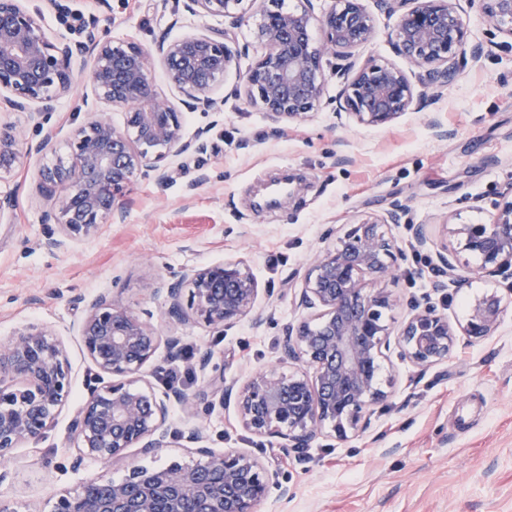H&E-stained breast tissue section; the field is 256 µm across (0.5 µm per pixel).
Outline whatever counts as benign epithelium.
<instances>
[{
  "label": "benign epithelium",
  "instance_id": "benign-epithelium-1",
  "mask_svg": "<svg viewBox=\"0 0 512 512\" xmlns=\"http://www.w3.org/2000/svg\"><path fill=\"white\" fill-rule=\"evenodd\" d=\"M25 0H0V96L6 109L26 114L40 127L57 100L72 84L84 80L98 102L125 111L117 127L103 117H89L72 129L69 152L39 171L37 193L47 202L43 222L58 226L44 246L60 250L96 235L121 211L120 198L138 178L162 180L161 162L190 149L200 139H185L172 102L153 81L156 63L164 66L170 85L185 103L212 106L210 96L237 64L232 50L234 29L248 10L260 16L253 37L260 58L244 75L247 101L273 122L303 120L322 104L326 77L324 56L346 60L370 39L374 19L364 0H331L320 17L304 7L283 11L264 7V0H183L188 13L224 19L178 39L162 36L148 50L91 28L77 48L51 40L41 16ZM397 15L393 43L417 68L421 90L390 64L369 62L346 81L343 108L367 125H384L418 108L425 89L453 82L466 60L468 29L458 0H376ZM496 31L512 48V0H483ZM319 27L322 42L314 43ZM21 159L19 133L0 119V183L15 172ZM301 181L283 177L264 186L266 204L300 192ZM400 206L385 218L366 216L336 241L316 252L304 275L297 305L314 309L311 319L282 329L283 360L299 369L272 367L253 374L240 388L210 379L193 394L169 388L160 394L142 376L143 366L159 348L172 358L182 354V338L161 336L151 322L152 310L136 313L101 293L87 306L79 332L83 349L99 376L112 381L88 388L69 424L79 450L78 469L86 459L107 466L125 458L128 448L150 454L173 442L196 456L193 463H171L148 472L135 462L114 479L104 472L80 490L58 491L50 512H256L276 486L274 475L257 456L242 451L218 453L204 445L203 429L166 427L173 404L196 399L212 404L234 400L242 426L273 439L281 450L308 448L325 427L343 439L370 426V405L386 398L379 370L393 351L427 370L446 361L457 332L433 307L417 305L393 333L383 322L395 305L389 291L365 288L366 279L382 281L392 273L395 240L387 225L398 224ZM456 242L435 253L444 291L455 282V258L473 255L472 273L512 278V200L490 224H454ZM155 294L164 298L166 314L183 322L193 319L224 329L255 309L258 281L243 258L200 268L171 270L159 279ZM505 311L503 298L486 294L472 305L461 332L470 341L491 336ZM72 396L66 347L50 329L31 324L0 344V461H11L23 445L37 441L54 426Z\"/></svg>",
  "mask_w": 512,
  "mask_h": 512
}]
</instances>
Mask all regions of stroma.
Listing matches in <instances>:
<instances>
[{
    "label": "stroma",
    "instance_id": "obj_1",
    "mask_svg": "<svg viewBox=\"0 0 512 512\" xmlns=\"http://www.w3.org/2000/svg\"><path fill=\"white\" fill-rule=\"evenodd\" d=\"M26 0L42 14L51 39L80 45L88 23L108 36L152 47L160 35L176 39L223 26L184 12L182 0ZM372 37L354 52L353 67L389 63L417 80L418 70L395 52L394 15L377 11ZM469 45L482 46L455 81L431 89L421 108L374 127L340 113L341 81L327 69L321 108L301 121L271 123L231 91L261 51L249 37L255 15L235 31L241 55L213 96L215 109H182L186 138L203 135L204 151L165 160L161 181L138 180L124 199L122 218L103 225L92 239L52 254L42 241L43 204L32 194L40 168L68 150L71 130L88 118L86 82L58 100L48 126L49 148L23 154L11 183L16 206L0 216V342L30 324L60 336L72 368L73 398L45 436L0 463V505L10 512H49L55 491L75 490L103 468L88 460L72 469L77 450L68 426L96 369L84 353L78 324L85 304L111 292L130 309L151 307L161 334L182 336L183 385L200 389L215 375L244 384L254 372L279 365L282 327L309 318L294 293L316 250L331 244L355 219L383 216L394 205L405 213L390 225L403 255L395 263L396 305L385 312L390 328L413 303H430L453 326L463 324L473 300L495 289L506 310L495 333L483 341L459 339L448 361L423 371L391 356L383 365L387 398L375 406L370 427L334 438L331 430L308 448L282 454L277 445L241 426L234 403L197 401L174 407L175 424L201 426L208 447L262 457L287 497L271 491L258 512H512V282L470 274L434 291L435 247L446 243L451 224H487L499 204L512 199V51L484 11L481 0H460ZM305 178L306 187L275 209H258L254 197L280 167ZM423 227L434 249L416 252L413 230ZM243 258L259 284L252 317L224 332L168 318L157 279L174 268H193Z\"/></svg>",
    "mask_w": 512,
    "mask_h": 512
}]
</instances>
